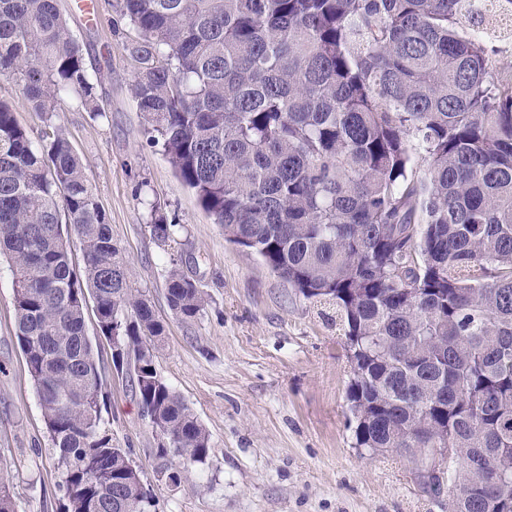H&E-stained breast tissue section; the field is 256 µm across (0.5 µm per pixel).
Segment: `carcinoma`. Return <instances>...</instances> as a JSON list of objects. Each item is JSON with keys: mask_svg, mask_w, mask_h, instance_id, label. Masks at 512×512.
I'll return each mask as SVG.
<instances>
[{"mask_svg": "<svg viewBox=\"0 0 512 512\" xmlns=\"http://www.w3.org/2000/svg\"><path fill=\"white\" fill-rule=\"evenodd\" d=\"M472 2L117 0L112 30L138 34L132 96L225 240L335 306L355 447L422 472L442 448L427 483L451 512H512V70L497 60L512 0H490L484 31ZM0 77L33 112L69 96L104 112L57 0H0ZM0 251L62 512H157L102 420L88 302L169 441L156 455L203 465L209 435L157 372L165 327L67 133L32 141L2 100ZM165 288L182 318L203 309L179 269Z\"/></svg>", "mask_w": 512, "mask_h": 512, "instance_id": "1", "label": "carcinoma"}]
</instances>
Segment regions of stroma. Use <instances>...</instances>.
<instances>
[{
  "label": "stroma",
  "mask_w": 512,
  "mask_h": 512,
  "mask_svg": "<svg viewBox=\"0 0 512 512\" xmlns=\"http://www.w3.org/2000/svg\"><path fill=\"white\" fill-rule=\"evenodd\" d=\"M93 19L73 0L61 12L87 48L103 113L64 98L56 112L30 111L22 88L0 79L31 137L44 125L66 129L113 239L166 328L155 363L209 434L205 465L177 488L157 477L175 458L156 457L155 431L112 364L111 344L85 315L102 383V416L114 444L129 449L159 512H443L409 459L366 455L354 446L346 392L351 368L329 306L303 298L224 229L175 176L150 140L131 94L134 64L112 33L115 9L95 0ZM174 225L164 242L151 233L154 211ZM180 269L203 291L192 320L166 300L165 278ZM13 275L0 256V461L13 477L17 512H60V476L34 382L17 338Z\"/></svg>",
  "instance_id": "1"
}]
</instances>
